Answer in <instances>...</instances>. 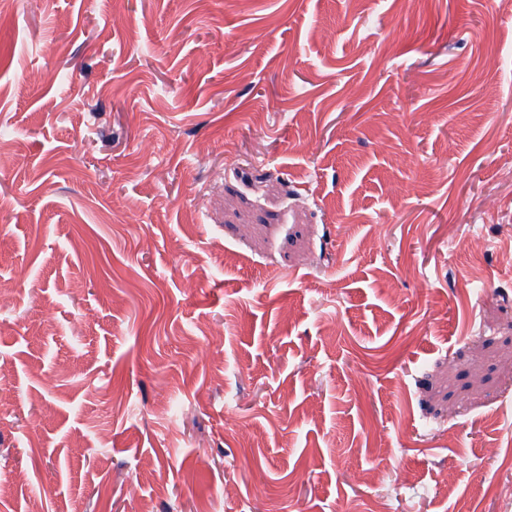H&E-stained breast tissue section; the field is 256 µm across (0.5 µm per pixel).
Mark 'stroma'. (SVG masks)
<instances>
[{
	"instance_id": "1",
	"label": "stroma",
	"mask_w": 512,
	"mask_h": 512,
	"mask_svg": "<svg viewBox=\"0 0 512 512\" xmlns=\"http://www.w3.org/2000/svg\"><path fill=\"white\" fill-rule=\"evenodd\" d=\"M0 142V512H512V11L10 0Z\"/></svg>"
}]
</instances>
